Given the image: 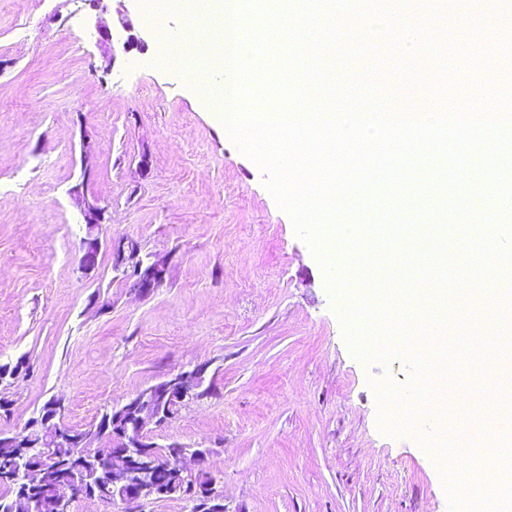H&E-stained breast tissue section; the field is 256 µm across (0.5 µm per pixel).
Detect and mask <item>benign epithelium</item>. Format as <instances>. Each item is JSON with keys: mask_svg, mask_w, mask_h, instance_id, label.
Returning a JSON list of instances; mask_svg holds the SVG:
<instances>
[{"mask_svg": "<svg viewBox=\"0 0 512 512\" xmlns=\"http://www.w3.org/2000/svg\"><path fill=\"white\" fill-rule=\"evenodd\" d=\"M90 176L83 175L80 183L70 189L74 204L80 208L86 224V237L82 240V255L79 270L88 274L95 270L102 248L101 224L105 207L89 190ZM115 270L127 272V264L136 265L133 286L140 293H147L157 287L165 274V263L158 258L139 257L136 243L126 237L109 241ZM207 368L197 366L192 371L169 374L156 385L145 388V392L129 399L123 406H114L112 411L121 415L133 413L135 431L131 442L124 448H102L89 459L83 449L92 445V435L83 430L71 429L63 423L65 405L55 398L50 404L52 412L44 417L48 433L46 445L34 455L27 442L15 435L1 433L0 444L12 447L13 453L23 461L17 473L21 483L30 488L40 484L44 475V461L59 448L68 449L64 459L63 473L53 487L52 502L31 491L20 497L21 512H69L71 504L79 499H96L107 504L141 506L150 500L176 498L196 504L195 496L188 491L186 482L196 471L208 465L211 455L209 448H192L181 443H172L159 448L152 441L147 426L162 427L172 421L169 408L176 399L184 401L193 398L203 386ZM95 467L111 474L112 489L97 493L81 482L77 473L85 468Z\"/></svg>", "mask_w": 512, "mask_h": 512, "instance_id": "benign-epithelium-1", "label": "benign epithelium"}]
</instances>
